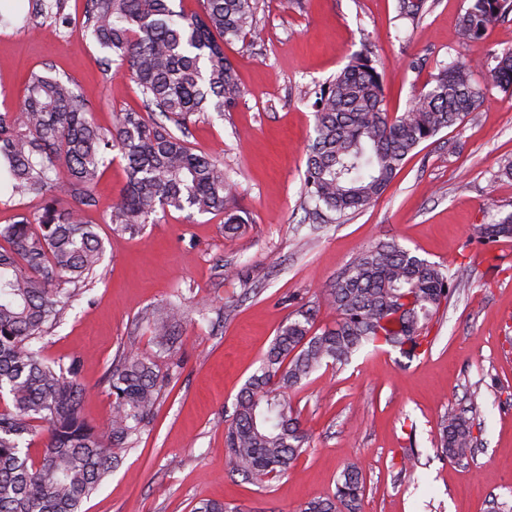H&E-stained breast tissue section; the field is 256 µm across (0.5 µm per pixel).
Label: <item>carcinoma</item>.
Masks as SVG:
<instances>
[{
    "instance_id": "obj_1",
    "label": "carcinoma",
    "mask_w": 512,
    "mask_h": 512,
    "mask_svg": "<svg viewBox=\"0 0 512 512\" xmlns=\"http://www.w3.org/2000/svg\"><path fill=\"white\" fill-rule=\"evenodd\" d=\"M171 0H86L78 35L107 52L105 68H125L146 111L113 114L98 126L80 105L71 82L31 72L22 103L0 113V192L35 196L40 210L0 225V512H82L122 454L135 447L161 396L154 361L123 353L108 384L112 416L103 427L82 414L80 362L49 361L39 343L70 305L68 285L91 282L103 261L95 225L78 218L67 200L90 205L106 157L125 162L127 182L112 203L117 233H133L173 207L190 215L220 212L224 233L244 218L229 208L232 185L224 163L195 151L182 129L200 112L234 108L242 96L224 45L255 32L258 0H203L186 14ZM63 0H39L36 13L66 20ZM512 0H470L457 26L469 44L483 38ZM487 80L512 89V51L492 55ZM315 137L308 146L304 195L317 211L339 222L376 202L408 157L440 132L461 125L484 91L463 64L443 68L405 111L384 103V75L366 52L311 92ZM512 238V212L478 228L484 245ZM470 265L455 269L429 262L391 241L359 252L328 285L325 302L336 311L331 326H315L316 311L299 310L278 329L260 365L226 416L224 449L231 474L265 488L293 469L308 432L293 415L290 393L322 368L347 364L366 346L389 347L413 360L430 351L431 325L442 305L467 280ZM177 301L152 312V332L164 349L183 319ZM45 434L35 460L29 446ZM440 459L463 463L477 437L466 410L450 409L438 423ZM365 480L348 463L327 497L301 512H361Z\"/></svg>"
}]
</instances>
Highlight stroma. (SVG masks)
<instances>
[{"label": "stroma", "instance_id": "35a3bbf8", "mask_svg": "<svg viewBox=\"0 0 512 512\" xmlns=\"http://www.w3.org/2000/svg\"><path fill=\"white\" fill-rule=\"evenodd\" d=\"M296 2L285 12L279 0H259L258 35L224 47L243 89L237 106L188 125L189 142L224 163L232 207L247 220L238 236H225L223 214L172 207L136 233L114 234L110 206L126 183L119 160L94 186L95 205L79 208L105 257L95 283L46 334V356L80 360L83 413L95 424L112 412L107 376L120 352L151 358L164 377L138 445L84 512H191L202 499L241 512H298L332 493L350 460L366 478L364 512H494L512 498V240L478 241L479 225L512 212V178L501 173L512 156V95L488 89L463 124L423 143L375 204L343 222L315 218L303 194L314 136L308 89L366 50L386 74L389 112H403L450 60L479 74L489 52L512 49V17L462 45L454 32L469 0H427L413 19L397 0ZM30 12V0H0L11 19L0 27V102L16 109L28 74L49 69L70 78L100 127L111 128L113 113L144 111L135 84L104 70L99 46L50 19L28 26ZM380 241L449 267L470 258L469 279L432 328L431 351L410 361L368 347L341 369L313 374L291 397L312 436L293 474L265 490L231 475L224 418L278 327L308 308L317 324L332 323L327 286ZM175 299L186 317L162 351L148 317ZM451 408L471 410L478 438L462 464L436 453L437 425ZM410 448L418 461L403 474Z\"/></svg>", "mask_w": 512, "mask_h": 512}]
</instances>
